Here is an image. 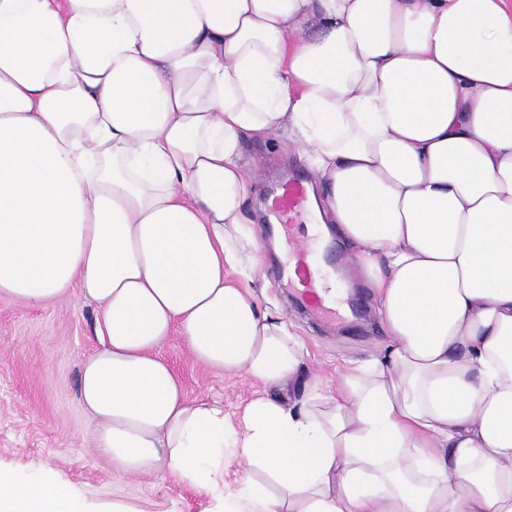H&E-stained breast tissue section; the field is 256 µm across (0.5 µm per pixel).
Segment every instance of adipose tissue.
<instances>
[{
  "instance_id": "1",
  "label": "adipose tissue",
  "mask_w": 512,
  "mask_h": 512,
  "mask_svg": "<svg viewBox=\"0 0 512 512\" xmlns=\"http://www.w3.org/2000/svg\"><path fill=\"white\" fill-rule=\"evenodd\" d=\"M277 132L390 336L288 397L242 152ZM74 288L117 473L210 488L211 512H512V0H0V299ZM175 337L263 392L233 418L186 399ZM0 512L93 510L0 470Z\"/></svg>"
}]
</instances>
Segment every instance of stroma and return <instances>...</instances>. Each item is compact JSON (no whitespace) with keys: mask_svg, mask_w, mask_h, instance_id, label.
<instances>
[{"mask_svg":"<svg viewBox=\"0 0 512 512\" xmlns=\"http://www.w3.org/2000/svg\"><path fill=\"white\" fill-rule=\"evenodd\" d=\"M242 144L260 173L249 203L256 210L265 205L273 184L302 168L282 139L247 136ZM262 257V303L282 315L301 342L305 375L332 380L384 354L386 327L361 271L350 273L346 299L366 317L349 325L298 308L296 288L281 275V254L266 249ZM95 315V304L77 291L46 306L0 299V468L53 472L76 486L95 512H110L115 505L126 512H207L211 494L206 489L170 476H121L94 453L79 377L83 360L98 345ZM162 355L188 398L222 402L227 413L241 410L260 389L259 383L195 364L179 340L165 346Z\"/></svg>","mask_w":512,"mask_h":512,"instance_id":"1","label":"stroma"}]
</instances>
